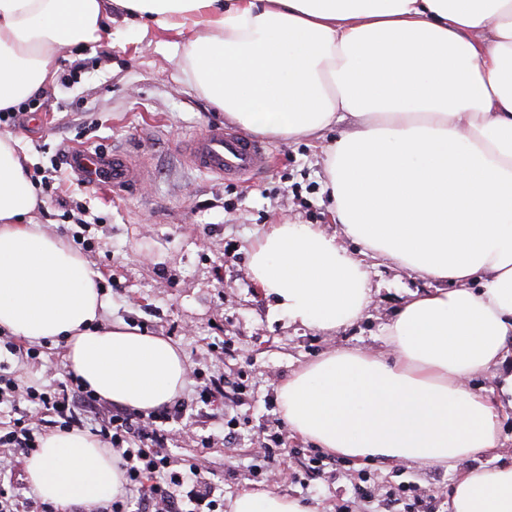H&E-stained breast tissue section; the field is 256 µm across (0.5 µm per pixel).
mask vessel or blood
I'll return each mask as SVG.
<instances>
[{
    "mask_svg": "<svg viewBox=\"0 0 512 512\" xmlns=\"http://www.w3.org/2000/svg\"><path fill=\"white\" fill-rule=\"evenodd\" d=\"M187 159L195 169L234 180L264 173L272 162L267 146L220 124L208 127L192 141ZM68 164L82 182L115 194L133 189L144 177L143 168L120 150L77 148L69 152Z\"/></svg>",
    "mask_w": 512,
    "mask_h": 512,
    "instance_id": "1",
    "label": "vessel or blood"
}]
</instances>
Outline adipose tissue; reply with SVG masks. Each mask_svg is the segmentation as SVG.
I'll use <instances>...</instances> for the list:
<instances>
[{"instance_id":"adipose-tissue-1","label":"adipose tissue","mask_w":512,"mask_h":512,"mask_svg":"<svg viewBox=\"0 0 512 512\" xmlns=\"http://www.w3.org/2000/svg\"><path fill=\"white\" fill-rule=\"evenodd\" d=\"M176 36L187 85L271 141L345 130L324 149L330 219L365 254L433 281L385 327L382 355L339 348L293 372L289 429L330 455L457 470L499 448L498 404L472 378L512 356V0H0V110L45 92L58 56L111 45L114 19ZM18 136L0 133V330L63 341L69 371L150 412L183 390L160 336L106 324L81 252L43 231ZM254 283L289 319L339 331L372 300L362 262L315 224L270 225ZM27 480L61 508L116 493L99 438L53 432ZM230 512H310L245 491ZM448 512H512V463L459 472Z\"/></svg>"}]
</instances>
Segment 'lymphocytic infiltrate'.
I'll list each match as a JSON object with an SVG mask.
<instances>
[{"instance_id": "obj_1", "label": "lymphocytic infiltrate", "mask_w": 512, "mask_h": 512, "mask_svg": "<svg viewBox=\"0 0 512 512\" xmlns=\"http://www.w3.org/2000/svg\"><path fill=\"white\" fill-rule=\"evenodd\" d=\"M53 415L68 430L93 420L95 432L110 448L119 449L125 493L113 496L97 512H219L220 498L204 471L195 464L178 465L167 452L164 429L180 413L163 407L149 414L108 408L80 378L67 374L56 391L19 384L0 373V449L26 456L38 448L39 427L32 413Z\"/></svg>"}]
</instances>
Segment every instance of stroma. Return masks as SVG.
<instances>
[{
	"instance_id": "35a3bbf8",
	"label": "stroma",
	"mask_w": 512,
	"mask_h": 512,
	"mask_svg": "<svg viewBox=\"0 0 512 512\" xmlns=\"http://www.w3.org/2000/svg\"><path fill=\"white\" fill-rule=\"evenodd\" d=\"M171 34L113 23L111 46L87 45L59 57L54 81L20 123L0 132L21 137L29 169L49 175L46 206L37 221L46 232L81 236L83 255L101 275L111 300L106 318L174 344L189 370L177 401L178 419L167 423L168 448L179 463H200L225 498L268 490L305 501L311 512H383L354 501L352 482L362 474L382 486H417L422 502L407 512H445L454 472L411 463L357 462L327 456L324 471L304 483L301 463L313 446L283 421L276 389L305 363L339 347L386 345L381 329L412 292L429 280L365 259L374 290L365 317L337 333L290 323L249 272L250 252L269 225L297 221L329 233L341 225L329 216L320 143L277 141L270 170L248 184L193 169L186 144L224 113L184 84L169 48ZM123 149L145 168L142 188L111 195L72 174L54 178L59 149ZM62 347L45 343L37 359L20 360V384L58 387ZM245 385L227 409L205 405L199 392L209 378ZM236 418L235 438L224 440V417ZM278 434L286 465L262 462L269 434Z\"/></svg>"
}]
</instances>
